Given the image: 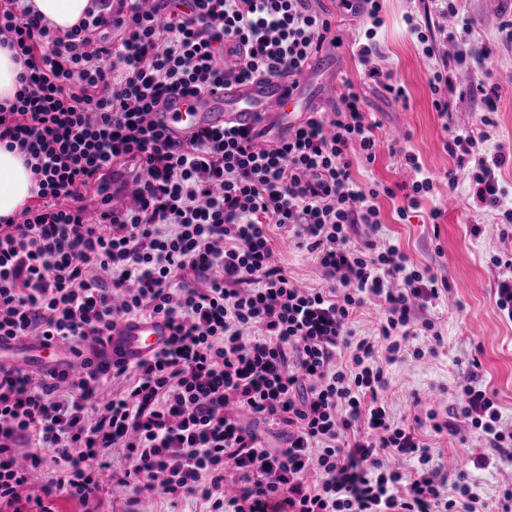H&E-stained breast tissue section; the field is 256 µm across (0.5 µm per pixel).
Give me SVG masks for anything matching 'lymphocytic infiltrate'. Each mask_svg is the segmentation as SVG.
<instances>
[{
	"instance_id": "f902f5d3",
	"label": "lymphocytic infiltrate",
	"mask_w": 512,
	"mask_h": 512,
	"mask_svg": "<svg viewBox=\"0 0 512 512\" xmlns=\"http://www.w3.org/2000/svg\"><path fill=\"white\" fill-rule=\"evenodd\" d=\"M210 28L240 60L224 70L193 19L159 21L146 0H93L77 26L55 28L26 0H0V44L23 69L13 101L0 104V144L25 157L37 204L0 217V337L55 341L79 368L38 375L0 364V512H23L41 452L57 465L49 499L97 501L104 481L162 490L203 512H479L466 474L448 479L418 431L380 400L383 361L402 344L436 336L422 312L442 290L396 247L354 244L357 224L380 221L379 196L420 205L435 179L418 157L399 188L363 189L351 148L374 163L379 138L364 98L344 81L341 108L310 113L288 141L261 147L262 130L205 129L171 145L153 116L176 93L226 81L302 75L323 45L341 38L310 0H197ZM355 56L364 77L407 101L404 86L372 64L379 0ZM118 39H111V32ZM512 47V21L470 64L469 95L484 109L474 134L453 130L457 166L475 165V205L512 224L497 170L481 148L501 98L487 63ZM128 169L136 204L114 210L115 166ZM313 255L321 288L296 287L275 263L272 230ZM382 310L378 338L356 334L354 313ZM164 319L168 341L149 357L111 364L118 324ZM463 416L488 449L507 458L512 432L492 395L462 386ZM278 429L271 448L243 415ZM416 459L399 471L387 458Z\"/></svg>"
}]
</instances>
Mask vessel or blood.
<instances>
[{"label": "vessel or blood", "mask_w": 512, "mask_h": 512, "mask_svg": "<svg viewBox=\"0 0 512 512\" xmlns=\"http://www.w3.org/2000/svg\"><path fill=\"white\" fill-rule=\"evenodd\" d=\"M309 107L302 88L287 78L228 83L224 88L199 95H173L160 107L158 119L171 143L185 142L203 128L219 129L229 124L262 125L267 142L287 139L303 121ZM170 330L163 320L131 321L112 332L111 356L135 361L163 346ZM63 347L35 344L14 354L10 365L34 372L65 356Z\"/></svg>", "instance_id": "b4317fda"}]
</instances>
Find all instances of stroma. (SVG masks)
Here are the masks:
<instances>
[{
  "mask_svg": "<svg viewBox=\"0 0 512 512\" xmlns=\"http://www.w3.org/2000/svg\"><path fill=\"white\" fill-rule=\"evenodd\" d=\"M311 5L332 17L343 38V47L333 52L338 80L349 79L361 85L364 110L380 125L381 147L373 165H361L358 150L350 152L357 181L369 189L377 182L390 185L412 179L402 154L392 148L399 131L409 134V148L436 177L432 194L405 218L396 214L398 200L383 197L379 200V226L359 224L351 233L357 241L371 238L381 245H395L410 264L430 268L445 278L449 286L447 298L434 302L427 311L438 325L440 346L424 339L414 341L411 350L389 364L390 385L383 399L395 420L418 427L424 442L433 450L434 466L444 469L449 461H456L458 469L475 480V490L487 512H494L500 488L512 483V460H499L485 469L475 468L473 461L481 453L480 443L471 433L468 421L453 418L452 431L437 435L431 432L426 413L433 409L445 414L455 403L457 387L473 379L494 393L501 423L512 431V321L506 320L495 304L500 271L492 264L494 257L512 254V226L500 223L493 213L473 204L468 170L458 171L456 184H449L446 174L455 161L445 149L449 128L477 130V118L482 111L480 100L467 91L469 70L454 66L453 60L459 52L495 40L506 14L499 8L498 0H457L460 15L474 23L473 33L466 41H438L436 56L429 59L404 23L405 16H423V0H383V25L378 34L381 53L375 64L405 86L409 100L402 104L381 86L363 80L353 46L365 17L342 11L336 0H312ZM445 61L452 65L453 88L448 93L450 112L443 119L432 106L429 78L433 68ZM490 68L502 91L497 125L490 129L486 146L512 154V52H497ZM436 207L443 212L437 224L430 219V212ZM273 244L278 261L299 285L321 287L322 281L305 255L281 236H274ZM99 497L106 512L197 509L194 502L187 500L170 506L160 494L149 491L142 492L138 503L132 506L126 496L113 492L108 484Z\"/></svg>",
  "mask_w": 512,
  "mask_h": 512,
  "instance_id": "1",
  "label": "stroma"
}]
</instances>
